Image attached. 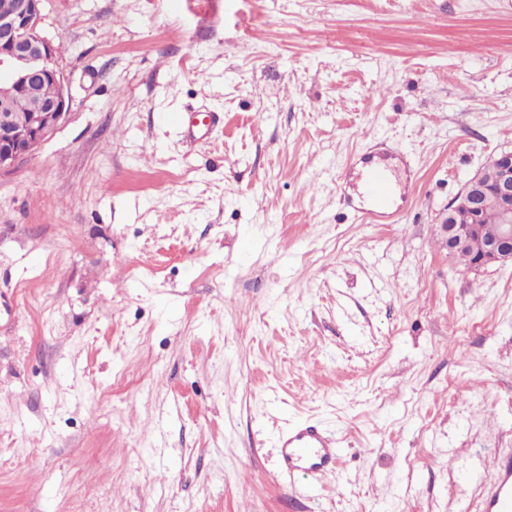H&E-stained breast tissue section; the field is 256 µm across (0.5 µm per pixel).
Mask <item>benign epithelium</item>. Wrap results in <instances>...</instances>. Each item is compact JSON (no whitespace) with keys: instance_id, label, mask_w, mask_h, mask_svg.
Segmentation results:
<instances>
[{"instance_id":"benign-epithelium-1","label":"benign epithelium","mask_w":512,"mask_h":512,"mask_svg":"<svg viewBox=\"0 0 512 512\" xmlns=\"http://www.w3.org/2000/svg\"><path fill=\"white\" fill-rule=\"evenodd\" d=\"M41 12L42 0L0 4V172L31 156L68 115L66 78L56 61L53 41L39 32ZM37 82L52 83L55 95L32 114L14 112L12 100L31 92ZM489 195L497 199L501 212V223L494 231L453 223L455 211L465 208L477 213ZM437 227L448 258L463 250L471 253L468 270L512 265V150L493 156L465 183Z\"/></svg>"}]
</instances>
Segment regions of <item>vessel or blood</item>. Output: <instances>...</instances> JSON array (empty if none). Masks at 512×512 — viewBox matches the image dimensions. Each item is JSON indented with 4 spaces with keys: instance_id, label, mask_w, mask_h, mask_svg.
I'll return each mask as SVG.
<instances>
[{
    "instance_id": "obj_1",
    "label": "vessel or blood",
    "mask_w": 512,
    "mask_h": 512,
    "mask_svg": "<svg viewBox=\"0 0 512 512\" xmlns=\"http://www.w3.org/2000/svg\"><path fill=\"white\" fill-rule=\"evenodd\" d=\"M392 172L389 168L366 165V193L373 202L364 218L378 221L386 217L392 195ZM280 468L288 475L315 477L335 467L339 450L335 440L311 425H295L282 432L277 444ZM496 477L487 486L477 503L478 512H512V459L498 458Z\"/></svg>"
}]
</instances>
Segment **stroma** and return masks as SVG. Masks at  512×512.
<instances>
[{"label": "stroma", "mask_w": 512, "mask_h": 512, "mask_svg": "<svg viewBox=\"0 0 512 512\" xmlns=\"http://www.w3.org/2000/svg\"><path fill=\"white\" fill-rule=\"evenodd\" d=\"M69 115L0 173V512H476L512 265L435 226L512 150V0H44ZM393 221L346 209L360 163ZM335 473L278 469L287 427ZM364 180L367 196L373 201L374 209L366 210L358 207L364 219L375 222L381 218H391L393 213L386 212L392 195V172L387 167L373 164L365 166ZM280 468L289 477L295 474L317 477L336 466L339 449L336 440L312 425H295L280 435L277 444Z\"/></svg>", "instance_id": "obj_1"}]
</instances>
